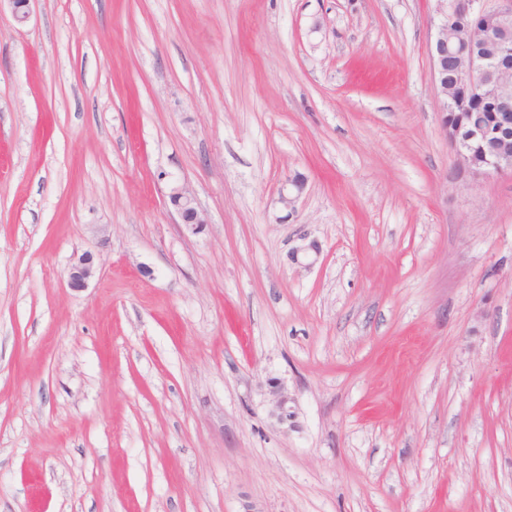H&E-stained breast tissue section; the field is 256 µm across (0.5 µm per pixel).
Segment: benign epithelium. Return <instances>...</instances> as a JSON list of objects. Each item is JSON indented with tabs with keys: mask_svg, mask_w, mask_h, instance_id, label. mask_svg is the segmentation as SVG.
<instances>
[{
	"mask_svg": "<svg viewBox=\"0 0 512 512\" xmlns=\"http://www.w3.org/2000/svg\"><path fill=\"white\" fill-rule=\"evenodd\" d=\"M435 90L440 104L442 129L461 163L460 170L488 176L512 171V0H498L494 8L484 0H434V37L430 45ZM478 96L498 112L496 129H477L472 137L488 142L479 163L468 151L467 138L448 124L449 115ZM182 223L193 228L206 223L191 192L175 187L169 195ZM89 254L78 257L68 271L73 288L84 287L94 275ZM270 415L288 423V390L277 381L267 383Z\"/></svg>",
	"mask_w": 512,
	"mask_h": 512,
	"instance_id": "benign-epithelium-1",
	"label": "benign epithelium"
}]
</instances>
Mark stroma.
<instances>
[{"label":"stroma","instance_id":"obj_1","mask_svg":"<svg viewBox=\"0 0 512 512\" xmlns=\"http://www.w3.org/2000/svg\"><path fill=\"white\" fill-rule=\"evenodd\" d=\"M433 7L0 0V512H512V173ZM169 200L177 210L182 224H186L193 228H196L201 224H206L207 221L204 218L203 213L197 207L193 195L185 187L173 188L169 195ZM95 263L92 255L85 254L78 257L68 271L69 284L74 288L84 287L94 275ZM268 393L271 396L270 415L279 424H287L290 413H288V390L278 381H269L267 383Z\"/></svg>","mask_w":512,"mask_h":512}]
</instances>
